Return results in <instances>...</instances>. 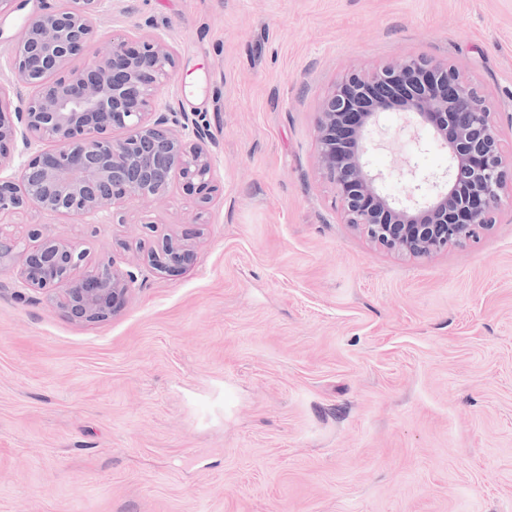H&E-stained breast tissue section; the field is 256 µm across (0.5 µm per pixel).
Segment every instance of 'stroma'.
Listing matches in <instances>:
<instances>
[{
  "label": "stroma",
  "instance_id": "1",
  "mask_svg": "<svg viewBox=\"0 0 512 512\" xmlns=\"http://www.w3.org/2000/svg\"><path fill=\"white\" fill-rule=\"evenodd\" d=\"M0 14V67L26 22ZM164 39L159 98L210 123L206 210L174 182L112 223L13 219L137 276L83 324L0 274V512H512V202L477 242L427 258L345 224L313 159L347 72L457 64L490 96L512 157V0H104L101 41ZM373 171L404 196L429 128L379 119ZM194 259L143 264L164 235Z\"/></svg>",
  "mask_w": 512,
  "mask_h": 512
}]
</instances>
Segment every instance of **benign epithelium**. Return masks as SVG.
<instances>
[{"label": "benign epithelium", "instance_id": "7a95c632", "mask_svg": "<svg viewBox=\"0 0 512 512\" xmlns=\"http://www.w3.org/2000/svg\"><path fill=\"white\" fill-rule=\"evenodd\" d=\"M100 0H68L30 19L16 38L11 82L34 90L13 104L0 83V170L4 146L19 138L39 147L10 176L0 175V220L35 207L110 220L114 207L135 198H165L175 177L188 191L211 200L212 140L206 116L167 112L159 90L175 67L172 48L160 38H126L93 47ZM81 58L83 67L71 62ZM398 110L406 123L429 126L448 150L451 165L431 196L421 189L418 164L409 158L399 174L409 186L402 199L383 190V174L367 159L381 113ZM122 130L118 138L114 129ZM315 162L336 190L345 222L390 251L431 257L465 245L493 223L507 187V170L488 96L461 80L447 62L411 57L367 73L352 72L320 104ZM44 143L53 144L43 149ZM30 246L0 227V272L19 264L25 287L39 292L72 320L96 323L116 312L136 276L113 260L80 273L81 243L29 231ZM187 240L164 237L144 260L158 273L186 263Z\"/></svg>", "mask_w": 512, "mask_h": 512}]
</instances>
